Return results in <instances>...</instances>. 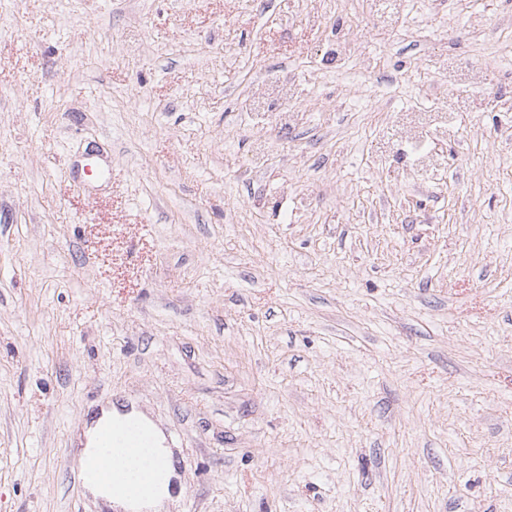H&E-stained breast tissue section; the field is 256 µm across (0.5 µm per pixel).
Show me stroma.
Returning a JSON list of instances; mask_svg holds the SVG:
<instances>
[{
    "mask_svg": "<svg viewBox=\"0 0 512 512\" xmlns=\"http://www.w3.org/2000/svg\"><path fill=\"white\" fill-rule=\"evenodd\" d=\"M370 3L0 0V512H111L113 405L168 512H512V0L385 2L329 63ZM267 71L290 121L243 125ZM353 27L362 31H368L371 27V19L369 17L359 18L349 28L345 29L343 25L336 24V30H333V35L330 39L332 45L331 54L335 57L336 61L347 57V55L357 54L361 56L363 54L360 45L357 46L351 38V29ZM264 85L266 87H270L276 90L278 97L275 99L276 103L273 102V105L276 107H280L282 113V125H287V116H288V108L283 107L284 101L282 94L285 93V90H288L289 96L292 95L293 84L288 82V79L280 72L273 71L269 72L266 75ZM138 418L150 425L155 432L156 451L161 460L164 461L168 480L138 498H132L127 493L126 485L117 477L111 476L108 482L105 480L102 470L103 455L101 448H108L106 455L111 456L114 464V471L125 469L129 477L130 491L133 495L138 494L146 487L153 485L165 478V468L161 462L153 467L144 466L143 458L150 453L154 446L153 429L136 418H129L115 426L112 417L116 420L120 418L122 412L114 408L104 411L101 416L85 424L82 433L85 439L82 443L84 447L80 449L77 459L78 468L83 471L87 460L91 458L82 473L79 474V481L85 482V487L96 497H100L117 508L132 510L136 512H158L167 505L170 495L171 479L174 476L170 453L163 447V436L161 432L153 425L151 420L143 413L133 411ZM112 420L104 424L105 427L99 431L103 421ZM98 435L100 447L98 448ZM93 481V482H88Z\"/></svg>",
    "mask_w": 512,
    "mask_h": 512,
    "instance_id": "stroma-1",
    "label": "stroma"
}]
</instances>
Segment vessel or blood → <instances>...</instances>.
Wrapping results in <instances>:
<instances>
[{
  "label": "vessel or blood",
  "mask_w": 512,
  "mask_h": 512,
  "mask_svg": "<svg viewBox=\"0 0 512 512\" xmlns=\"http://www.w3.org/2000/svg\"><path fill=\"white\" fill-rule=\"evenodd\" d=\"M99 443L107 448L113 462L125 469L131 493H139L164 480L163 465L147 467L142 463L154 446V434L152 428L140 420L129 418L118 424L106 423L100 432Z\"/></svg>",
  "instance_id": "obj_1"
}]
</instances>
